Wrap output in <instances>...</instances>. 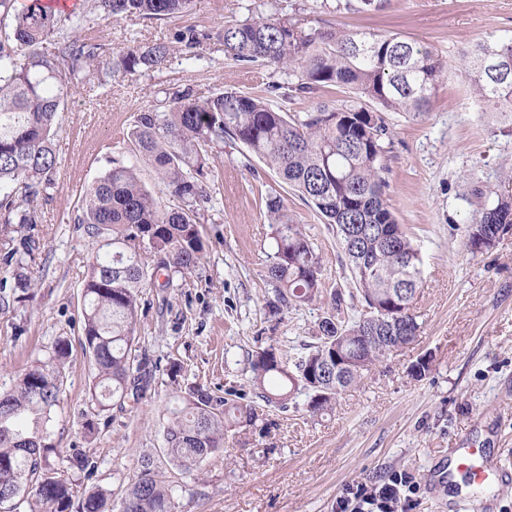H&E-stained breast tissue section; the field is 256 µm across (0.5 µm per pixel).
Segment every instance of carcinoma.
Masks as SVG:
<instances>
[{"label":"carcinoma","mask_w":512,"mask_h":512,"mask_svg":"<svg viewBox=\"0 0 512 512\" xmlns=\"http://www.w3.org/2000/svg\"><path fill=\"white\" fill-rule=\"evenodd\" d=\"M104 19L138 16L164 20L185 12L192 0H94ZM11 21L0 35V235L16 224L41 223L51 199L58 158L53 136L59 112L76 83L105 70L149 71L184 47L202 58L210 39L194 29L177 31L169 41L139 43L117 59L90 38L75 37L45 53L39 46L59 30L62 19L81 27L77 12L62 14L44 0H0V18ZM224 54L236 62L274 67L297 75L299 95L341 87L353 94L336 107L326 102L302 114L272 108L268 99L236 90L203 96L190 86L163 91L141 111L127 139L137 163L112 160L84 190L77 223L92 244L81 295V345L94 377L89 389L99 410L139 403L149 373L137 355L136 325L147 288H168L176 275L198 267L205 246L199 224L211 200V164L224 143L239 142L264 161L280 181L313 205L346 256L353 287L363 302L355 319L344 316L342 290L323 286L314 243L290 223L281 197L270 195L273 261L264 271L273 283L272 311L320 301L327 306L320 335L310 351L288 369L270 345L252 357L256 397L288 408L295 392L308 397L312 411L328 408L336 396L358 383L386 355L412 343L420 324L413 303L422 269L417 247L391 212L383 163L393 146L388 113L417 119L427 114L443 73L441 60L420 43L397 34L344 28L305 30L286 16L228 23L218 35ZM472 93L486 112H512V68L493 71L482 64L512 65V40L480 41L463 52ZM150 167L172 206L163 205L142 182L138 164ZM490 224L512 227V194L500 195L471 218L468 239ZM38 247L25 240L0 256L15 287H34L32 267ZM71 343L59 339L49 357L37 362L8 389H0V495L26 492L39 512H112L110 493L99 489L73 501L70 478L56 473L44 481L53 421L60 404ZM348 367L336 371V354ZM258 419L252 401L213 396L190 386L181 404L169 410L164 453L180 475L197 471L224 447L235 426ZM177 484L163 472L142 465L120 502L119 512H173Z\"/></svg>","instance_id":"1"}]
</instances>
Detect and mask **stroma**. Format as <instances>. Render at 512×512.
<instances>
[{
    "label": "stroma",
    "instance_id": "35a3bbf8",
    "mask_svg": "<svg viewBox=\"0 0 512 512\" xmlns=\"http://www.w3.org/2000/svg\"><path fill=\"white\" fill-rule=\"evenodd\" d=\"M346 0H193L166 20L136 16L104 20L91 0H76L82 30L108 50L167 39L179 29L208 33L202 61L174 51L151 71L93 77V91L68 97L53 143L58 157L53 198L39 224L19 227L16 241L34 237L39 264L26 296L11 289L0 265V387H10L55 342L70 340L61 405L51 426L50 462L68 470L75 455L91 472L74 473L78 491L107 490L113 503L135 479L143 458L165 464L163 427L184 390L237 391L254 400L250 359L275 345L295 363L316 341L325 307L313 303L269 314L275 297L264 269L273 252L266 199L280 194L293 223L315 244L326 287L351 289L334 225L239 143H226L210 174L212 200L201 226L204 257L173 288L146 289L137 323L138 355L152 380L137 403L99 411L88 400L94 372L83 351L80 299L91 244L76 224L84 189L112 159L134 162L121 133L162 91L190 85L202 95L226 89L261 94L276 83L273 108L307 112L326 101L343 104L346 89L294 96L295 75L228 59L216 34L224 24L271 14L303 27L333 25L398 33L446 62L425 117L389 116L393 147L385 158L386 199L413 237L423 283L415 304V342L389 355L333 408L310 412L306 395L287 410L259 406L255 425L228 432L175 498L174 512H335L344 488L374 482L393 470L419 485L412 512H512V489L471 485L448 498L429 493V472L449 449H489L512 462V230L494 248L467 251L469 222L497 194H512V120L476 111L460 52L479 41L512 39V0H385L381 10L354 12ZM430 357L425 376L412 374ZM94 433H86V423Z\"/></svg>",
    "mask_w": 512,
    "mask_h": 512
}]
</instances>
